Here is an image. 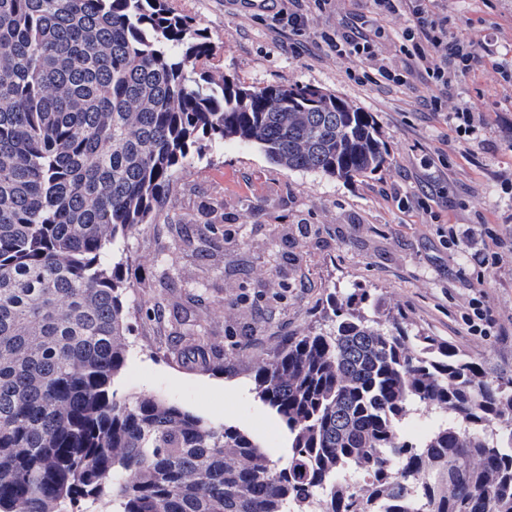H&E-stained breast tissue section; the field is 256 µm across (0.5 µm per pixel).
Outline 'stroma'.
<instances>
[{
  "instance_id": "stroma-1",
  "label": "stroma",
  "mask_w": 512,
  "mask_h": 512,
  "mask_svg": "<svg viewBox=\"0 0 512 512\" xmlns=\"http://www.w3.org/2000/svg\"><path fill=\"white\" fill-rule=\"evenodd\" d=\"M211 38V70L259 90L312 84L371 113L389 162L348 181L290 171L255 146L206 144L174 174L151 223L104 258L119 267L126 293L121 396L150 394L258 439L271 459L287 439L258 397L257 361L288 338L326 332L332 298L368 288L399 309L413 329L512 377V87L492 64L458 92L482 116L480 140L459 137L419 104L422 87L359 86L350 59L321 43L368 0H334L291 52L293 38L273 12L246 0H168ZM459 35L492 36L512 53V0H447ZM456 225L468 241L448 242ZM503 261L484 272L478 249ZM484 290L495 328L469 331L468 301ZM207 350L197 357V346Z\"/></svg>"
}]
</instances>
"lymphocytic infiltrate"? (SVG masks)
<instances>
[{
	"label": "lymphocytic infiltrate",
	"mask_w": 512,
	"mask_h": 512,
	"mask_svg": "<svg viewBox=\"0 0 512 512\" xmlns=\"http://www.w3.org/2000/svg\"><path fill=\"white\" fill-rule=\"evenodd\" d=\"M374 20L363 23L349 20L333 32H321L320 38L337 56L358 62L349 71L359 84L393 86L423 85L426 93L421 104L462 137L478 140L484 129L480 115L469 104L446 111L445 104L461 78L477 70L483 59L493 58L490 45L458 37L448 26L443 0H370ZM406 12L409 23L399 36V56L386 59L383 54L384 29L381 18Z\"/></svg>",
	"instance_id": "lymphocytic-infiltrate-1"
}]
</instances>
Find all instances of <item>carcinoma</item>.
I'll use <instances>...</instances> for the list:
<instances>
[{"label":"carcinoma","mask_w":512,"mask_h":512,"mask_svg":"<svg viewBox=\"0 0 512 512\" xmlns=\"http://www.w3.org/2000/svg\"><path fill=\"white\" fill-rule=\"evenodd\" d=\"M168 0H0V512H512V379L364 288L255 366L271 461L233 426L117 395L125 286L106 253L198 145L351 180L388 153L320 87L252 90ZM420 413L428 431L402 434Z\"/></svg>","instance_id":"1"}]
</instances>
